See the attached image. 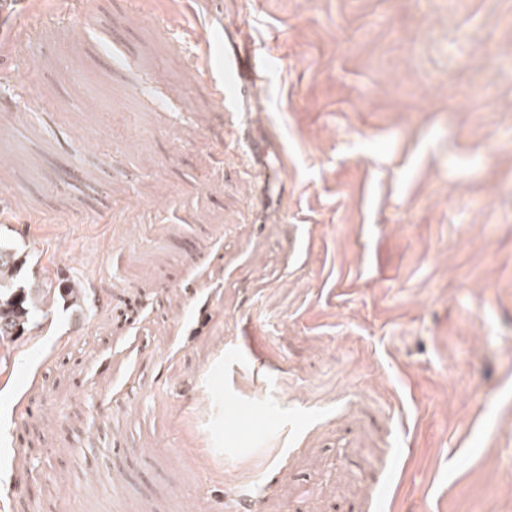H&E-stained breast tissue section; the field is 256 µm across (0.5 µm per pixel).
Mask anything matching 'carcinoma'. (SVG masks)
Instances as JSON below:
<instances>
[{
	"label": "carcinoma",
	"mask_w": 512,
	"mask_h": 512,
	"mask_svg": "<svg viewBox=\"0 0 512 512\" xmlns=\"http://www.w3.org/2000/svg\"><path fill=\"white\" fill-rule=\"evenodd\" d=\"M22 269L13 243L0 238V343H13L40 328L38 316L49 304L76 300L86 293L73 278L59 272L34 288L21 276Z\"/></svg>",
	"instance_id": "1"
}]
</instances>
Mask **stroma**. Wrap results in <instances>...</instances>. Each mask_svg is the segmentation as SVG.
<instances>
[{
  "label": "stroma",
  "mask_w": 512,
  "mask_h": 512,
  "mask_svg": "<svg viewBox=\"0 0 512 512\" xmlns=\"http://www.w3.org/2000/svg\"><path fill=\"white\" fill-rule=\"evenodd\" d=\"M20 27L0 235L90 294L0 352V512H512V0ZM228 33L271 61L232 117Z\"/></svg>",
  "instance_id": "obj_1"
}]
</instances>
